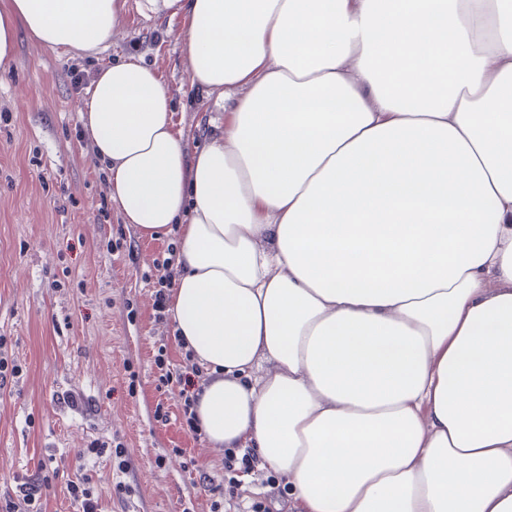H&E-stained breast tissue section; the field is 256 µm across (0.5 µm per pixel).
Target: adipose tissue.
Wrapping results in <instances>:
<instances>
[{
  "instance_id": "adipose-tissue-1",
  "label": "adipose tissue",
  "mask_w": 512,
  "mask_h": 512,
  "mask_svg": "<svg viewBox=\"0 0 512 512\" xmlns=\"http://www.w3.org/2000/svg\"><path fill=\"white\" fill-rule=\"evenodd\" d=\"M126 0H0L92 53ZM224 122L187 150L157 71L80 111L112 199L178 225L169 314L214 448L298 512H512V0H145Z\"/></svg>"
}]
</instances>
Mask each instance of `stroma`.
<instances>
[{
  "label": "stroma",
  "mask_w": 512,
  "mask_h": 512,
  "mask_svg": "<svg viewBox=\"0 0 512 512\" xmlns=\"http://www.w3.org/2000/svg\"><path fill=\"white\" fill-rule=\"evenodd\" d=\"M142 3L128 0L111 44L94 53L52 50L19 33L12 68L0 73V336L22 368L0 390V502L56 458L41 512H77L66 485L81 478L102 512H210L224 482L223 451L182 425L178 392L159 386L154 363L161 352L171 371L190 365L147 282L178 234L149 239L125 222L71 83L72 70L140 58L161 74L187 147L207 137L220 109L189 89L182 20L146 17ZM96 439L108 453L78 457ZM119 480L131 488L122 499ZM234 495L296 512L277 475H240Z\"/></svg>",
  "instance_id": "stroma-1"
}]
</instances>
